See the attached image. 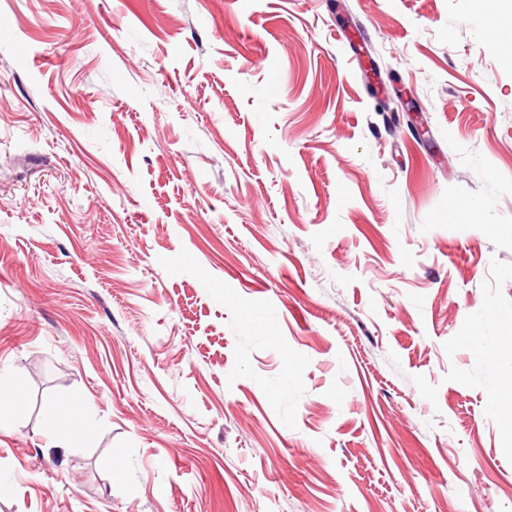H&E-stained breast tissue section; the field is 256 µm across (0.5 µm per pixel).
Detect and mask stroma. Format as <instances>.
<instances>
[{
    "instance_id": "35a3bbf8",
    "label": "stroma",
    "mask_w": 512,
    "mask_h": 512,
    "mask_svg": "<svg viewBox=\"0 0 512 512\" xmlns=\"http://www.w3.org/2000/svg\"><path fill=\"white\" fill-rule=\"evenodd\" d=\"M471 2L0 0V512H512V37ZM9 387L14 393L9 399H0V420L7 419L15 416L22 410L24 405V397L20 388L16 385H11L10 382L0 376V387ZM86 405L78 397L57 406L50 418L51 429L59 436L75 440L88 439L92 428L85 421Z\"/></svg>"
}]
</instances>
